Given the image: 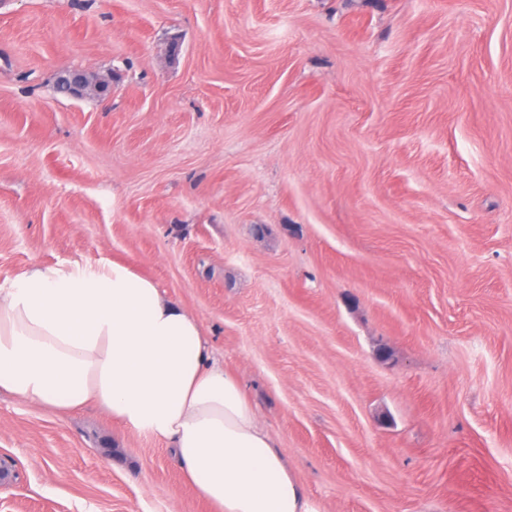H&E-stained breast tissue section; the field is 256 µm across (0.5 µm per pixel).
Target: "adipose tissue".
I'll return each instance as SVG.
<instances>
[{
	"instance_id": "adipose-tissue-1",
	"label": "adipose tissue",
	"mask_w": 512,
	"mask_h": 512,
	"mask_svg": "<svg viewBox=\"0 0 512 512\" xmlns=\"http://www.w3.org/2000/svg\"><path fill=\"white\" fill-rule=\"evenodd\" d=\"M0 391L166 440L214 512H322L197 318L131 265L35 263L1 281Z\"/></svg>"
}]
</instances>
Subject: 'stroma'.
I'll return each mask as SVG.
<instances>
[{
    "instance_id": "1",
    "label": "stroma",
    "mask_w": 512,
    "mask_h": 512,
    "mask_svg": "<svg viewBox=\"0 0 512 512\" xmlns=\"http://www.w3.org/2000/svg\"><path fill=\"white\" fill-rule=\"evenodd\" d=\"M101 258L322 512H512V0H0V281ZM0 468V512H212L93 406L0 393ZM59 83L61 92L75 99L94 95L106 100L111 92L108 80L97 78L81 70L62 71Z\"/></svg>"
}]
</instances>
